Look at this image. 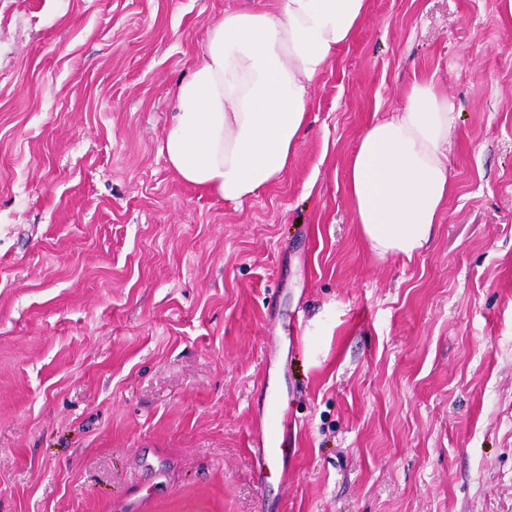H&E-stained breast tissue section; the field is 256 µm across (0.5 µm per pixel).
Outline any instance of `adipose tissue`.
Segmentation results:
<instances>
[{"mask_svg":"<svg viewBox=\"0 0 512 512\" xmlns=\"http://www.w3.org/2000/svg\"><path fill=\"white\" fill-rule=\"evenodd\" d=\"M368 0H278L209 27L204 53L171 95L160 150L183 182L242 205L290 167L310 91L354 36ZM407 104L370 125L345 171L363 237L378 256L420 251L452 189L453 106L427 78Z\"/></svg>","mask_w":512,"mask_h":512,"instance_id":"obj_1","label":"adipose tissue"}]
</instances>
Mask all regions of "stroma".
Returning a JSON list of instances; mask_svg holds the SVG:
<instances>
[{
	"mask_svg": "<svg viewBox=\"0 0 512 512\" xmlns=\"http://www.w3.org/2000/svg\"><path fill=\"white\" fill-rule=\"evenodd\" d=\"M274 4L0 0V512H512V0H369L237 208L160 140L208 28ZM417 77L454 188L381 258L345 167ZM269 428L260 422L256 439L253 444L252 454L259 474H263L266 468L288 458V417L278 410L275 403L268 408Z\"/></svg>",
	"mask_w": 512,
	"mask_h": 512,
	"instance_id": "1",
	"label": "stroma"
}]
</instances>
